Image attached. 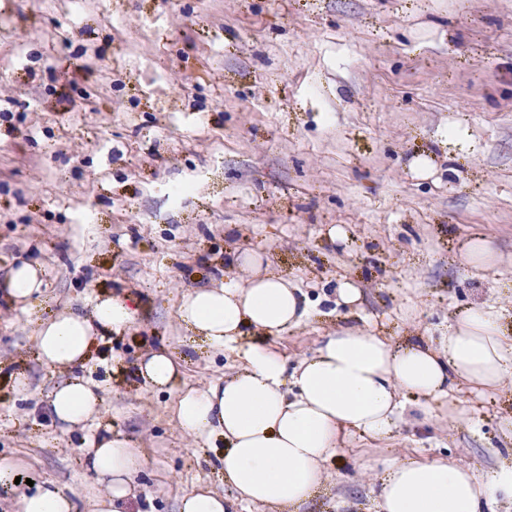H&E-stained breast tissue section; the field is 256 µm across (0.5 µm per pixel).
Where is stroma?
I'll list each match as a JSON object with an SVG mask.
<instances>
[{
    "label": "stroma",
    "mask_w": 512,
    "mask_h": 512,
    "mask_svg": "<svg viewBox=\"0 0 512 512\" xmlns=\"http://www.w3.org/2000/svg\"><path fill=\"white\" fill-rule=\"evenodd\" d=\"M477 235L496 266L462 261ZM240 249L314 309L266 338L292 367L346 318L434 344L458 309L492 307L512 332V0H0V284L24 260L46 282L32 309L0 303V454L90 512L104 485L80 444L110 427L147 460L129 512H179L202 486L267 512L236 501L220 441L180 429L174 392L134 375L161 346L185 387L239 369L186 344L177 304ZM343 278L357 315L336 302ZM112 290L136 322L92 348L81 374L104 411L69 432L48 412L64 374L36 357V323ZM458 398L464 423L407 413L383 439L344 433L298 512H378L394 460L492 473L512 393Z\"/></svg>",
    "instance_id": "stroma-1"
}]
</instances>
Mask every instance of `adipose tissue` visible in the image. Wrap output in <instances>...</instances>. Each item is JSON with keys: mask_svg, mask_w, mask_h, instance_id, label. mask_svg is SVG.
I'll list each match as a JSON object with an SVG mask.
<instances>
[{"mask_svg": "<svg viewBox=\"0 0 512 512\" xmlns=\"http://www.w3.org/2000/svg\"><path fill=\"white\" fill-rule=\"evenodd\" d=\"M231 266L244 281L229 278L196 288L179 301L183 328L213 349L237 351L242 365L233 375L201 389H178L180 366L164 348L150 351L137 373L159 390L177 389L172 412L188 434L224 438V478L239 501L269 512H296L325 483L324 464L339 452L344 431L387 436L412 395L422 417L464 416L451 396L460 386L482 395L512 384V336L497 312L466 308L453 317L439 346L394 342L356 326H341L315 354L288 367L266 344L267 334L301 324L308 308L299 288L275 273L264 256L234 252ZM44 272L25 262L13 268L4 292L14 305L40 299ZM135 312L122 294L96 296L38 322L37 357L67 372L49 397V412L79 429L103 409L96 389L77 375L94 337L128 329ZM255 339L242 341L244 330ZM88 469L106 484L92 512H123L130 484L146 469L140 449L105 431L85 450ZM512 501V458L486 478L444 459L390 464L380 480L379 512H495L498 500ZM20 512H78L75 494L45 481L20 493Z\"/></svg>", "mask_w": 512, "mask_h": 512, "instance_id": "obj_1", "label": "adipose tissue"}]
</instances>
